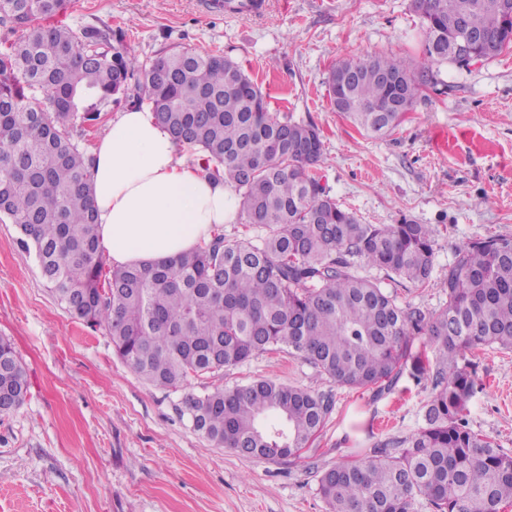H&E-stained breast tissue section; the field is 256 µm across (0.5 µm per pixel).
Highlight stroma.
<instances>
[{
    "label": "stroma",
    "instance_id": "obj_1",
    "mask_svg": "<svg viewBox=\"0 0 512 512\" xmlns=\"http://www.w3.org/2000/svg\"><path fill=\"white\" fill-rule=\"evenodd\" d=\"M262 16L215 12L209 0H72L56 23L122 30L140 62L186 45L242 65L272 110L322 132L329 194L365 224L402 218L438 228L435 286H394L400 305L440 310L439 283L470 239L512 235V49L438 66L390 135L370 137L335 112L326 85L339 60L371 53L423 60L412 0H266ZM14 225L0 222V336L29 381L0 415V512H327L321 472L356 448L411 436L430 389L401 378L383 397L337 387L284 351L254 355L190 390L256 379L330 392L335 408L288 464L217 448L180 420L179 393L150 386L101 329L58 305ZM471 428L512 452V351L477 352Z\"/></svg>",
    "mask_w": 512,
    "mask_h": 512
}]
</instances>
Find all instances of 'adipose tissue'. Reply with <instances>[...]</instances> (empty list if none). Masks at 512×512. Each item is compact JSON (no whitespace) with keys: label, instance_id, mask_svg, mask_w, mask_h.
<instances>
[{"label":"adipose tissue","instance_id":"adipose-tissue-1","mask_svg":"<svg viewBox=\"0 0 512 512\" xmlns=\"http://www.w3.org/2000/svg\"><path fill=\"white\" fill-rule=\"evenodd\" d=\"M89 157L100 246L115 264L176 258L237 215L235 191L210 180L150 109L112 116Z\"/></svg>","mask_w":512,"mask_h":512}]
</instances>
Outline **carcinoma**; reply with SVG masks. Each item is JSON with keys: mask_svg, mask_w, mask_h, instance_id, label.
Returning a JSON list of instances; mask_svg holds the SVG:
<instances>
[{"mask_svg": "<svg viewBox=\"0 0 512 512\" xmlns=\"http://www.w3.org/2000/svg\"><path fill=\"white\" fill-rule=\"evenodd\" d=\"M507 0H413L426 37L424 62L370 54L339 61L328 91L335 110L370 136L392 132L433 67L465 65L448 53L452 20L512 48ZM71 0H0V222L35 257L53 297L101 327L115 354L153 387L177 392L252 355L282 349L336 386L392 392L403 376L431 385L423 425L400 446L324 470L327 512H499L512 503V453L467 421L475 369L467 355L512 350V236L469 240L441 286L437 312L398 304L383 285L427 288L435 230L403 219L362 224L329 196L317 170L321 133L269 109L267 95L224 52L177 46L140 64L120 32H80L46 20ZM139 88L174 142L204 161L240 197L238 221L266 229L256 240L218 233L173 260L106 267L90 204L92 172L82 129L101 108ZM375 269L384 278L359 273ZM426 339L416 348L415 340ZM26 369L0 337V401H25ZM334 396L272 379L187 391L180 418L217 448L275 463L300 455L323 428Z\"/></svg>", "mask_w": 512, "mask_h": 512, "instance_id": "obj_1", "label": "carcinoma"}]
</instances>
